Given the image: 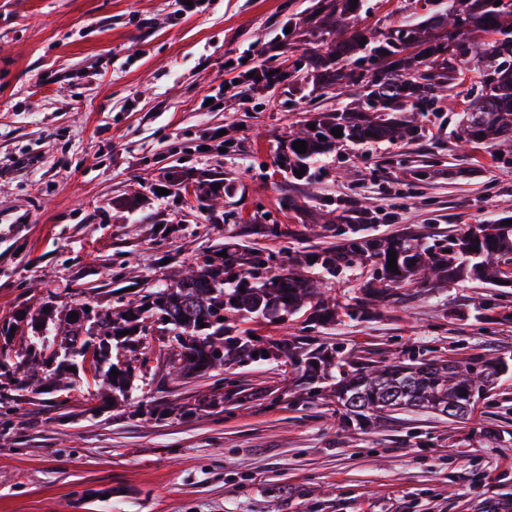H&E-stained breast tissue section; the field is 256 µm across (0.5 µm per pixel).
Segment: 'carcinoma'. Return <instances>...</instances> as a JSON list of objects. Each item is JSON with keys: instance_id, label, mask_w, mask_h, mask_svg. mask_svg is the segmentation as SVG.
<instances>
[{"instance_id": "cac0c4a2", "label": "carcinoma", "mask_w": 512, "mask_h": 512, "mask_svg": "<svg viewBox=\"0 0 512 512\" xmlns=\"http://www.w3.org/2000/svg\"><path fill=\"white\" fill-rule=\"evenodd\" d=\"M423 0L424 19L377 32L353 22L363 3L318 0L322 25L309 32L312 48L294 61L299 80L315 79L323 87L361 85L365 92L342 112H319L288 134L280 166L293 179L306 180L318 156L342 142L416 140L421 135L416 115L438 109L444 92L464 80L470 63L480 65V78L466 101L465 121L453 133L459 149L489 147L512 154V0ZM430 56H425L426 52ZM315 128H310V124ZM340 128L342 136L332 135ZM304 141L307 150L293 148ZM305 171L301 177L297 171ZM203 211L237 192L236 184L220 179V188L200 183ZM336 243L309 251L241 248L226 242L172 274L170 283L142 290L140 299L103 316L87 318L88 303L73 302L65 318L70 345L64 356L92 378L104 376L112 387V403L127 398L134 379L145 377L152 348L143 338L159 332L168 348V376L207 377L234 363L286 359L303 372L306 387L291 395L305 402L321 395L336 399L343 427L366 429L399 412L422 410L452 422L472 418L475 405L497 389L512 369L506 357L475 353L465 358H424L407 351L389 363L372 365L349 359L341 343L314 345L308 331L325 328L339 316L355 318L357 307L390 301L404 288H446L468 281L512 288V224H470L453 237L423 243L411 236L379 235L366 224H323ZM227 256H220V252ZM396 252L398 270L388 269V253ZM372 263L371 274L358 288L354 303L344 305L331 294L336 281L356 267ZM78 313V319L71 318ZM301 321L298 336H258L248 324L281 329ZM38 319L17 312L0 319V377L24 389L60 385L51 365L57 353L45 356L48 336L27 341ZM205 327H200V323ZM16 331H11V328ZM127 330L124 339L117 333ZM19 339L26 360L8 359ZM120 340L123 357L111 360L112 344ZM119 372L114 376L111 371ZM207 395L180 406H155L145 413L158 418L186 416L206 402Z\"/></svg>"}]
</instances>
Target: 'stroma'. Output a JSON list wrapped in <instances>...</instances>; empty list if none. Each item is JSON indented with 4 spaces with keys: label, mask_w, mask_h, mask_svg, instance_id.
<instances>
[{
    "label": "stroma",
    "mask_w": 512,
    "mask_h": 512,
    "mask_svg": "<svg viewBox=\"0 0 512 512\" xmlns=\"http://www.w3.org/2000/svg\"><path fill=\"white\" fill-rule=\"evenodd\" d=\"M366 24L420 21L416 0H363ZM314 0H0V318L86 299L114 309L223 242L306 250L328 245L327 220L372 222L381 235L429 242L512 212V164L483 149L453 152L476 66L422 120L414 141L344 145L295 181L274 156L288 128L348 106L358 90L288 78L282 27L316 23ZM278 72L248 102L247 57ZM224 173L238 192L216 220L193 192L171 189ZM313 192L303 210L289 199ZM282 225L285 239L262 233ZM476 283L412 289L362 320L320 330L360 361L406 350L426 356L512 355V288L475 319ZM241 396L186 417L148 420L135 402L194 400L209 378L136 381L130 408L87 410L16 390L0 425V512H478L512 500V405L480 402L460 424L402 412L344 434L322 400H254L299 374L287 363L234 365Z\"/></svg>",
    "instance_id": "stroma-1"
}]
</instances>
